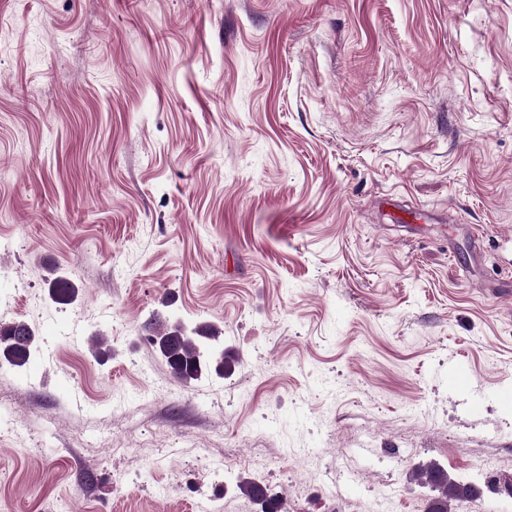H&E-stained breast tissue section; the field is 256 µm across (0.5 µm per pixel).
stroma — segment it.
Returning <instances> with one entry per match:
<instances>
[{"label":"stroma","mask_w":512,"mask_h":512,"mask_svg":"<svg viewBox=\"0 0 512 512\" xmlns=\"http://www.w3.org/2000/svg\"><path fill=\"white\" fill-rule=\"evenodd\" d=\"M15 321L0 512H512V0H0ZM34 341V331L24 322L0 325V358L22 367L30 359ZM222 332L212 325L188 330L179 322L154 328L149 336L152 347L161 355L173 376L185 383L215 371L224 372L228 355L218 349ZM413 478L417 483L429 486L437 492V495L431 498L427 512H448L449 501L460 502L480 494L478 487L451 480L444 469L435 464H427L416 470ZM237 488L251 502L260 507L261 512H282L284 502L280 495L273 493L265 484L256 479L244 478L239 481Z\"/></svg>","instance_id":"1"}]
</instances>
